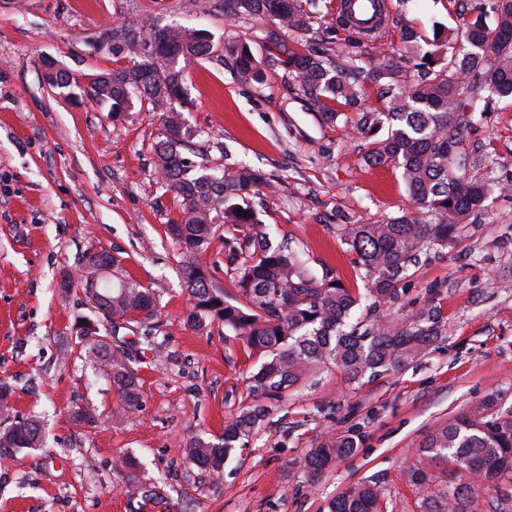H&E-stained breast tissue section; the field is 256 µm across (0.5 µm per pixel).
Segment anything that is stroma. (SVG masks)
Segmentation results:
<instances>
[{
    "label": "stroma",
    "instance_id": "stroma-1",
    "mask_svg": "<svg viewBox=\"0 0 512 512\" xmlns=\"http://www.w3.org/2000/svg\"><path fill=\"white\" fill-rule=\"evenodd\" d=\"M338 0L311 5L312 30H276L266 19L225 21L214 0H0V379L12 382L14 415L42 426L43 448L0 464V512H327L352 484L378 478L384 512H423L406 476L420 445L439 425L479 407L512 416V192H493L482 215L467 221L454 247L410 270L397 311L411 317L433 299L442 339L409 366L349 381L328 367L310 372L236 449L220 482L188 463L198 436L215 440L252 405L247 378L260 361L218 325L185 328L190 307L182 256L167 234L174 194L162 188L151 143L152 113L134 106L112 116L89 87L70 92L42 78V62L96 74L129 66L102 50L109 32L168 26L207 31L215 42L242 41L268 59L273 43L363 69L366 103L385 111L369 70L373 45H354L336 22ZM394 50L413 25L425 37L459 24L451 0H389ZM183 109L194 138L188 150L210 164H244L269 175L274 189L253 201L259 219L291 240L314 272L333 270L351 291L365 281L337 232L410 211L400 169L373 165L371 138L326 121L283 69L265 67L260 81H238L231 59L202 60L185 74ZM467 148L484 158L479 180L512 181V102L468 133ZM106 251L131 279L152 289L160 316L154 335L163 353L136 366L143 403L124 422L109 381L71 354L77 316L95 311L62 294L63 272ZM96 409L95 426H77L75 404ZM356 435L353 455L317 476L301 463L326 437ZM162 494L140 508L125 490V460Z\"/></svg>",
    "mask_w": 512,
    "mask_h": 512
}]
</instances>
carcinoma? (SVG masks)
Masks as SVG:
<instances>
[{
    "label": "carcinoma",
    "mask_w": 512,
    "mask_h": 512,
    "mask_svg": "<svg viewBox=\"0 0 512 512\" xmlns=\"http://www.w3.org/2000/svg\"><path fill=\"white\" fill-rule=\"evenodd\" d=\"M224 19L253 16L269 18L285 30L306 33L311 16L301 0H225ZM493 17L494 24L487 23ZM459 50L447 54L452 38H444L435 53L421 56L416 74L407 80L393 68L394 53L376 58L374 69L391 82L385 93L386 112L365 107L360 83L332 58L276 47L273 65L282 68L299 91L323 104L342 102L357 112L355 129L372 134L389 124L387 137L375 142L368 160L391 163L402 177L414 210L375 224H342L340 238L355 254L363 271L366 292L355 294L329 270L318 275L299 250L273 245L268 225L260 222L250 205L251 195L272 182L247 166L209 167L182 155L192 132L185 126V70L209 59L216 44L204 30L172 26L123 37L111 50L125 52L134 62L112 72L80 76L57 69L59 88L77 78L89 80L93 96L128 110L134 102L156 113L158 141L152 144L160 181L176 194L178 217L168 225L171 239L184 260L183 278L192 307L184 324L202 330L213 323L224 326L265 360L249 378L256 401L225 425L223 442L190 444L191 464L219 476L237 442L258 426L265 400H278L308 372L326 365L343 370L350 380L403 368L416 361L442 335L444 325L437 307L429 302L413 319L400 317L393 307L400 300L399 284L421 254L454 244L459 225L484 210L492 190L477 181L471 170L477 160L464 147L465 132L491 111L490 96L512 100V0H486L480 13L462 34ZM224 54L233 57L239 81L257 82L262 62L243 43H226ZM224 240L225 257L237 295L227 299L224 289L211 281L201 255L216 238ZM82 287L86 302L103 315L108 326L83 333L91 318L75 320L77 339L71 352L90 362L111 381L122 419L141 408L142 383L131 363L134 344L120 331L153 322L158 317L155 293L119 271L104 278L98 258L90 255L84 274H63L60 288L68 294ZM16 391L0 379V412H10ZM78 426H91L97 415L91 407L71 411ZM41 446L40 424L31 418L15 421L0 432V456L7 450ZM358 447L354 435L326 438L312 449L303 468L318 475L335 459ZM451 461L463 472L449 483L434 476L430 467ZM408 478L422 490L426 512H477L478 490H491L504 502L512 500V418L493 417L476 409L436 428L420 446L417 464ZM129 492L144 503L159 499L155 488L131 477ZM328 512H381L378 482L366 480L346 488L328 503Z\"/></svg>",
    "instance_id": "1"
}]
</instances>
